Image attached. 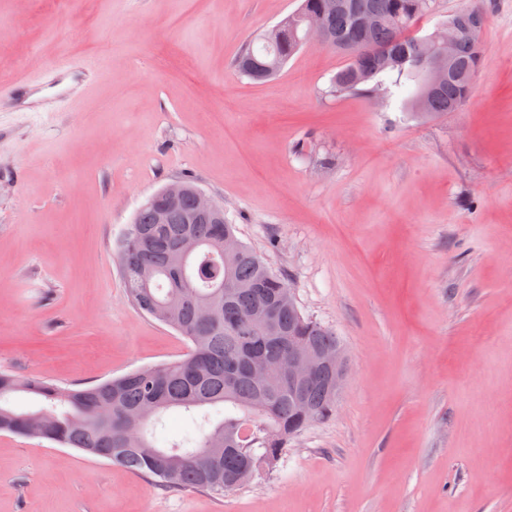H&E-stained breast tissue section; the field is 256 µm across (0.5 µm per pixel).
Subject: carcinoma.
<instances>
[{"mask_svg":"<svg viewBox=\"0 0 512 512\" xmlns=\"http://www.w3.org/2000/svg\"><path fill=\"white\" fill-rule=\"evenodd\" d=\"M353 4L380 23L369 31L358 26ZM329 5L302 0L280 36L258 48L245 45L235 68L254 82L268 81L304 46L300 17L323 12L330 50L346 58L330 92L384 101L407 91L405 103L421 119L444 116L469 99L468 77L482 62L480 29L458 43L453 69L429 90L424 54L433 44L415 31L426 15L423 0H343L337 11ZM183 184L189 192L168 212L167 223H156L155 193L137 210L116 251L132 303L185 337L188 354L86 387L0 369V431L76 448L170 488L222 492L273 469L293 437L336 407V389L325 374L288 389L291 343L315 353L343 345L331 328L282 300L291 290L288 280L254 250L243 244L238 255H224V236L234 235L235 225L211 218L185 223L195 184ZM186 235L199 242L200 252L175 269L167 257ZM254 358L273 375L267 387L248 373ZM17 394L36 405L15 406ZM170 411L181 412L191 428L163 440L158 433Z\"/></svg>","mask_w":512,"mask_h":512,"instance_id":"1","label":"carcinoma"}]
</instances>
